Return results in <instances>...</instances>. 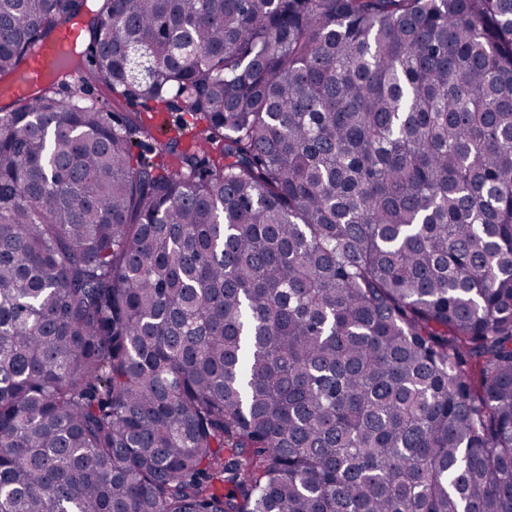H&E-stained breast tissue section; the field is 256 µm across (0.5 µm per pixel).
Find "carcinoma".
Masks as SVG:
<instances>
[{
    "instance_id": "obj_1",
    "label": "carcinoma",
    "mask_w": 512,
    "mask_h": 512,
    "mask_svg": "<svg viewBox=\"0 0 512 512\" xmlns=\"http://www.w3.org/2000/svg\"><path fill=\"white\" fill-rule=\"evenodd\" d=\"M87 5L0 0V512H512V0ZM71 39L72 34L64 32L41 46L27 65L31 80L39 81L47 69L58 64L65 57ZM150 105L155 107L153 112H142L143 110L139 105L126 107L125 103L122 108L118 109L122 112H125V110H127V112H141V120L152 127L155 137L161 142L179 136L184 145H188L189 142H192L191 134H189L188 130H184L180 126L179 112H172L163 104L151 103Z\"/></svg>"
}]
</instances>
